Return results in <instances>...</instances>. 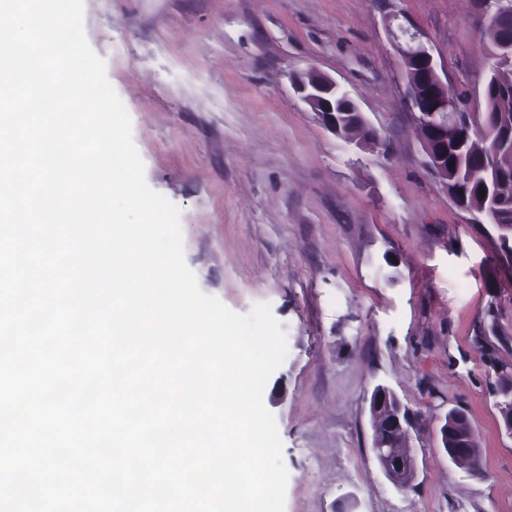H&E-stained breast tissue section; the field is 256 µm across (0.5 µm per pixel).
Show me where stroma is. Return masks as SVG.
I'll use <instances>...</instances> for the list:
<instances>
[{
    "instance_id": "obj_1",
    "label": "stroma",
    "mask_w": 512,
    "mask_h": 512,
    "mask_svg": "<svg viewBox=\"0 0 512 512\" xmlns=\"http://www.w3.org/2000/svg\"><path fill=\"white\" fill-rule=\"evenodd\" d=\"M407 14L470 106L490 61L474 0H84V30L132 121L147 184L179 207L199 288L244 314L269 304L287 355L263 400L289 473L285 512H512V434L495 368L512 363V273L426 166L385 28ZM315 69L385 144L357 149L293 89ZM499 340L474 336L490 300ZM386 381L421 411L410 486L372 452ZM468 415L480 470L439 426Z\"/></svg>"
}]
</instances>
